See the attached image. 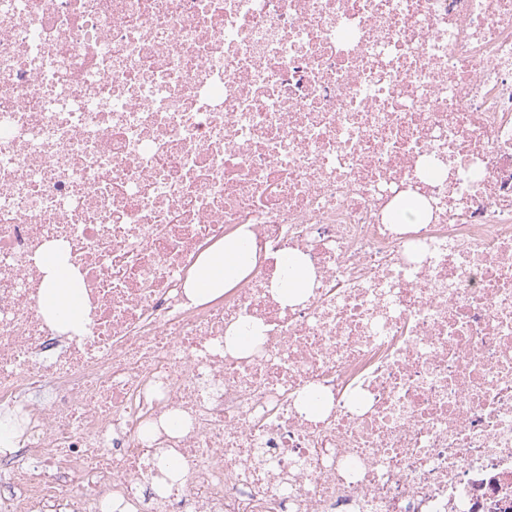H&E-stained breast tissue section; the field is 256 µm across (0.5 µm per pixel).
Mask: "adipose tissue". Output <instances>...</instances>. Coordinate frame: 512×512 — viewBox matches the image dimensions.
<instances>
[{"mask_svg": "<svg viewBox=\"0 0 512 512\" xmlns=\"http://www.w3.org/2000/svg\"><path fill=\"white\" fill-rule=\"evenodd\" d=\"M248 259L238 250L237 240L214 247L187 280L185 292L193 301L214 299L233 287L243 276ZM47 272L40 309L64 329L78 331L82 327L80 290L71 282L69 272L55 254L44 259Z\"/></svg>", "mask_w": 512, "mask_h": 512, "instance_id": "adipose-tissue-1", "label": "adipose tissue"}]
</instances>
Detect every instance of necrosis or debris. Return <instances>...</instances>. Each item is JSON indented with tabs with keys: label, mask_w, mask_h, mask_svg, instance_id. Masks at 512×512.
Listing matches in <instances>:
<instances>
[{
	"label": "necrosis or debris",
	"mask_w": 512,
	"mask_h": 512,
	"mask_svg": "<svg viewBox=\"0 0 512 512\" xmlns=\"http://www.w3.org/2000/svg\"><path fill=\"white\" fill-rule=\"evenodd\" d=\"M0 411V512H512V0H0ZM232 239L214 247L195 268L187 280L185 292L192 301L212 300L233 287L247 268L248 257L238 250ZM44 267L47 276L40 301L42 313L65 330L77 332L82 327L81 300L80 290L73 279L71 269L60 263L55 253L45 257Z\"/></svg>",
	"instance_id": "necrosis-or-debris-1"
}]
</instances>
